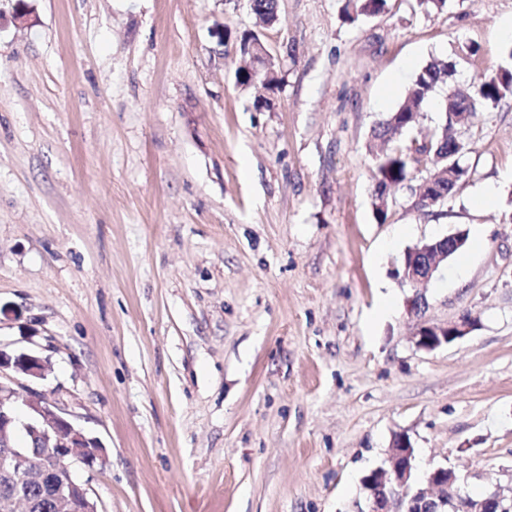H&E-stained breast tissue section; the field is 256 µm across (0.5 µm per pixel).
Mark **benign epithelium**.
<instances>
[{
	"instance_id": "7a95c632",
	"label": "benign epithelium",
	"mask_w": 512,
	"mask_h": 512,
	"mask_svg": "<svg viewBox=\"0 0 512 512\" xmlns=\"http://www.w3.org/2000/svg\"><path fill=\"white\" fill-rule=\"evenodd\" d=\"M462 243L460 234L456 233L411 249L414 256L404 262L402 277L413 288L406 300L409 316L419 317L429 307L421 286L448 261V252ZM474 327L475 319L470 316L447 323L422 320L412 339L417 348L433 351L467 336ZM48 371L45 358L0 348V474L6 478L23 477L27 463L36 457L54 476V481L67 486L68 512H97L89 488L73 479L71 468L76 462L89 469L104 465V448L99 440L87 436L82 427L73 423L59 401L35 388ZM11 427L29 432L33 446L13 447L7 439ZM415 460L412 442L403 434L395 436L388 449L387 466L374 469L365 479L369 512H410L406 502L420 494L437 499L436 507L442 508L448 504L449 490L453 491L462 512H503L502 495H493L472 507L456 477H448V468L439 467L422 475L417 472Z\"/></svg>"
}]
</instances>
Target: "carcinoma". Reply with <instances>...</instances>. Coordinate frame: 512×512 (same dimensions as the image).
<instances>
[{
  "mask_svg": "<svg viewBox=\"0 0 512 512\" xmlns=\"http://www.w3.org/2000/svg\"><path fill=\"white\" fill-rule=\"evenodd\" d=\"M386 6L387 0H347L344 12L349 21L357 22L362 18L384 12ZM251 9L268 24L276 18L277 0H252ZM452 72L453 65L447 60L432 58L416 75L399 106L373 128L372 139L388 142L392 135L399 131L415 129L419 120L412 119V114L421 112L422 104L436 91L440 79L451 76ZM470 93L475 100V105L468 117L458 119L446 111L444 125L436 128L430 137L420 141L414 139L411 144L403 147H392L378 157L372 194V207L378 220L383 221L387 217V210L378 204L382 194L394 186L411 180V174L416 169V165L433 159L435 160L433 169L421 178L418 188L412 189L415 207H428L424 187L435 174L451 164V160L444 159L443 154L448 152V148L456 147L458 139L453 134L454 128L470 124L472 118L479 112L497 105L501 99L512 94V69L504 67L493 74L482 76L473 83ZM452 172L454 180L442 187L448 197L456 192L467 174V169L458 160ZM15 492L28 495L32 502L30 512H58L56 501L67 495V488L53 485L48 478L42 482H34L21 479L11 481L0 477V499Z\"/></svg>",
  "mask_w": 512,
  "mask_h": 512,
  "instance_id": "cac0c4a2",
  "label": "carcinoma"
}]
</instances>
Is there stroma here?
Returning a JSON list of instances; mask_svg holds the SVG:
<instances>
[{
	"label": "stroma",
	"instance_id": "35a3bbf8",
	"mask_svg": "<svg viewBox=\"0 0 512 512\" xmlns=\"http://www.w3.org/2000/svg\"><path fill=\"white\" fill-rule=\"evenodd\" d=\"M344 2L263 26L249 0H0V347L48 358L103 442L74 470L101 512H368L400 432L419 470L512 496V96L459 130L443 205L403 185L378 220L369 149L432 58L462 86L512 69V0ZM247 32L271 89L235 81ZM459 230L426 317L477 326L424 351L400 261ZM387 0H347L344 12L350 22L372 17L385 11Z\"/></svg>",
	"mask_w": 512,
	"mask_h": 512
}]
</instances>
